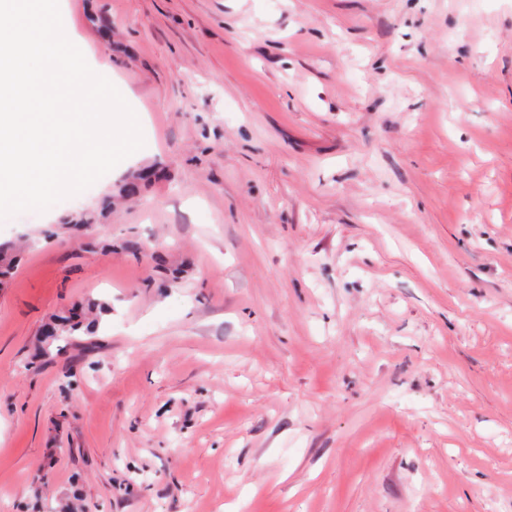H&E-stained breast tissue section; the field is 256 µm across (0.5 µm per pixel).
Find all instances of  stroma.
Here are the masks:
<instances>
[{
  "label": "stroma",
  "instance_id": "1",
  "mask_svg": "<svg viewBox=\"0 0 512 512\" xmlns=\"http://www.w3.org/2000/svg\"><path fill=\"white\" fill-rule=\"evenodd\" d=\"M62 22L145 145L0 221V512H512V0Z\"/></svg>",
  "mask_w": 512,
  "mask_h": 512
}]
</instances>
